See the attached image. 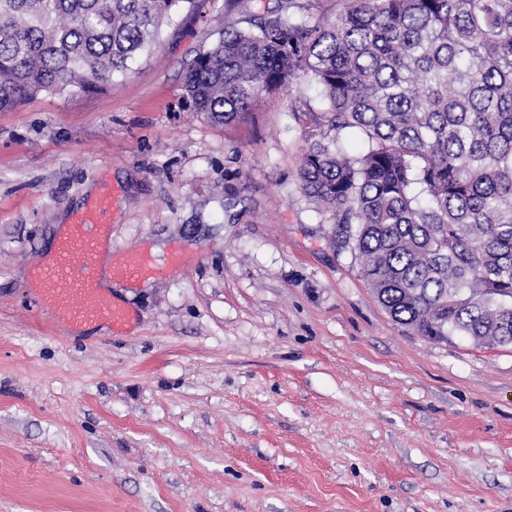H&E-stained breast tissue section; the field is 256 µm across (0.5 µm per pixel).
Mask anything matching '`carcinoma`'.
<instances>
[{
    "label": "carcinoma",
    "instance_id": "carcinoma-1",
    "mask_svg": "<svg viewBox=\"0 0 512 512\" xmlns=\"http://www.w3.org/2000/svg\"><path fill=\"white\" fill-rule=\"evenodd\" d=\"M195 0H0V111L114 84ZM227 20L185 75L229 125L303 73L301 190L393 321L434 342L512 345V0H317ZM350 130L364 149L338 144Z\"/></svg>",
    "mask_w": 512,
    "mask_h": 512
}]
</instances>
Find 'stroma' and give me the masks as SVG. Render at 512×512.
I'll list each match as a JSON object with an SVG mask.
<instances>
[{
    "instance_id": "obj_1",
    "label": "stroma",
    "mask_w": 512,
    "mask_h": 512,
    "mask_svg": "<svg viewBox=\"0 0 512 512\" xmlns=\"http://www.w3.org/2000/svg\"><path fill=\"white\" fill-rule=\"evenodd\" d=\"M200 0L134 71L0 112V512H512V346L394 322L297 178L306 78L224 126L184 98ZM117 192L132 322L72 331L30 287ZM164 270L152 265L142 255L130 254L119 265L113 268L114 277L122 279H137L143 276L161 275Z\"/></svg>"
}]
</instances>
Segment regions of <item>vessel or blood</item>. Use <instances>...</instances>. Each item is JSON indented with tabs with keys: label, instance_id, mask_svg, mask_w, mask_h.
<instances>
[{
	"label": "vessel or blood",
	"instance_id": "vessel-or-blood-1",
	"mask_svg": "<svg viewBox=\"0 0 512 512\" xmlns=\"http://www.w3.org/2000/svg\"><path fill=\"white\" fill-rule=\"evenodd\" d=\"M110 196H102L94 209L78 216L59 242L54 263L39 269L40 288L65 304L73 321L108 320L121 324L123 311L100 295L94 283L100 243L112 226L108 215ZM160 269L141 255L130 254L115 266L112 274L122 279H137L159 274Z\"/></svg>",
	"mask_w": 512,
	"mask_h": 512
}]
</instances>
